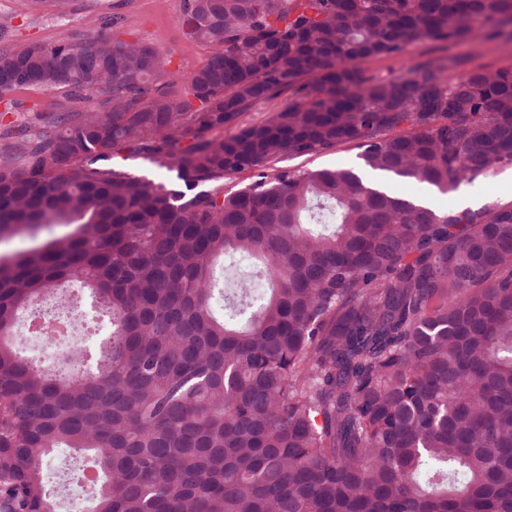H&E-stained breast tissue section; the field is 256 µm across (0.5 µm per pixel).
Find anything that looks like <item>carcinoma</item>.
<instances>
[{
	"label": "carcinoma",
	"instance_id": "1",
	"mask_svg": "<svg viewBox=\"0 0 512 512\" xmlns=\"http://www.w3.org/2000/svg\"><path fill=\"white\" fill-rule=\"evenodd\" d=\"M115 23L0 47V96L69 102L51 131L0 133V244L33 242L0 263V512H52L43 460L63 446L102 478L92 512H512V205L274 168L353 143L365 169L448 192L512 166V68L360 66L512 23V0H184L187 35L216 50L182 101ZM123 153L183 187L113 168ZM218 257L255 261L224 267L219 308ZM61 283L112 324L91 369L15 346ZM286 108H288L287 95L271 100L259 101L242 112L232 125L224 127V136L234 134L239 128L262 123Z\"/></svg>",
	"mask_w": 512,
	"mask_h": 512
}]
</instances>
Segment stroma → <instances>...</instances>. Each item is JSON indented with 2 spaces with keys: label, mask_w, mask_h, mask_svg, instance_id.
<instances>
[{
  "label": "stroma",
  "mask_w": 512,
  "mask_h": 512,
  "mask_svg": "<svg viewBox=\"0 0 512 512\" xmlns=\"http://www.w3.org/2000/svg\"><path fill=\"white\" fill-rule=\"evenodd\" d=\"M183 0H73L65 14L21 0H0V19L9 20L11 45H51L74 33L98 28L102 17L119 14L118 23L109 28L116 40L154 46L177 77L171 87L173 97L188 93V78L212 52L210 46L191 40L182 24ZM432 62L441 76L453 80L475 67L498 69L512 66V25L476 28L459 41L427 40L414 43L398 56L376 57L363 62L368 74L385 77L407 74L411 67ZM66 104L60 92L23 87L0 98V112L9 120L32 121L37 128L50 129L53 119ZM361 151L356 145L336 150L285 159V167L301 170L361 169ZM86 454L58 448L44 460V474L54 512H91L89 489L77 475L89 468Z\"/></svg>",
  "instance_id": "obj_1"
}]
</instances>
